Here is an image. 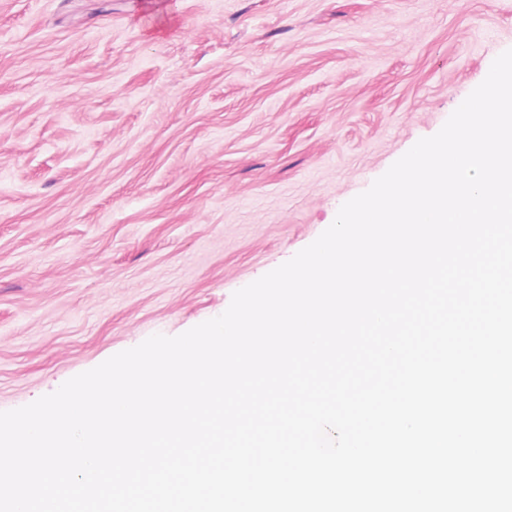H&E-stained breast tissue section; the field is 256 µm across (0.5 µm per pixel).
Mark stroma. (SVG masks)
I'll return each mask as SVG.
<instances>
[{
    "label": "stroma",
    "mask_w": 512,
    "mask_h": 512,
    "mask_svg": "<svg viewBox=\"0 0 512 512\" xmlns=\"http://www.w3.org/2000/svg\"><path fill=\"white\" fill-rule=\"evenodd\" d=\"M512 49V0H0V411L221 315Z\"/></svg>",
    "instance_id": "obj_1"
}]
</instances>
